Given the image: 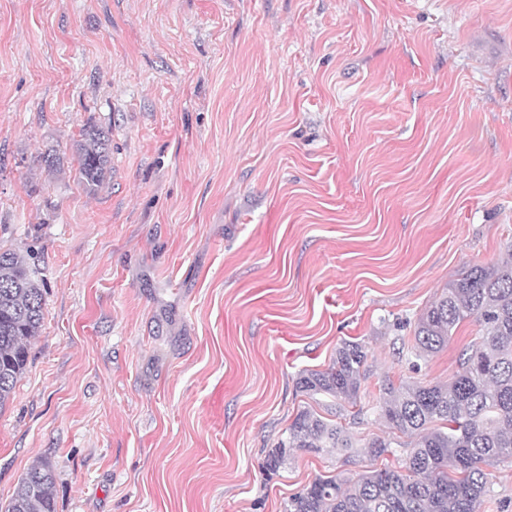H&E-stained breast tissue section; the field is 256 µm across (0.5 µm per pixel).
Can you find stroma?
Listing matches in <instances>:
<instances>
[{
  "label": "stroma",
  "instance_id": "stroma-1",
  "mask_svg": "<svg viewBox=\"0 0 512 512\" xmlns=\"http://www.w3.org/2000/svg\"><path fill=\"white\" fill-rule=\"evenodd\" d=\"M112 130L96 193L82 129ZM56 152L46 167L42 153ZM512 243V0H0V248L46 306L0 410V503L33 464L56 512H285L334 450L262 468L345 341L383 380L448 283ZM478 512H512V462Z\"/></svg>",
  "mask_w": 512,
  "mask_h": 512
}]
</instances>
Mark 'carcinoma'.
<instances>
[{
	"label": "carcinoma",
	"instance_id": "carcinoma-1",
	"mask_svg": "<svg viewBox=\"0 0 512 512\" xmlns=\"http://www.w3.org/2000/svg\"><path fill=\"white\" fill-rule=\"evenodd\" d=\"M111 131L82 129L77 147L78 177L95 193L111 165ZM492 267L473 266L448 283L414 325L407 361L413 368L448 344L467 320L480 326L478 341L462 350L459 367L446 383L400 380L380 387L371 407H357L370 374L365 345L346 341L324 370H305L297 389L323 413L300 411L286 435L269 449L263 468L276 473L294 450L333 448L347 456L376 459L407 449L402 464L360 475L314 479L288 499L286 512H478L489 492L485 467L512 460V244ZM41 269L31 257L0 250V409L25 373L31 340L44 321ZM355 407L352 420L376 415L409 438L372 437L359 444L338 419ZM56 476L43 463L32 465L0 512H55Z\"/></svg>",
	"mask_w": 512,
	"mask_h": 512
}]
</instances>
